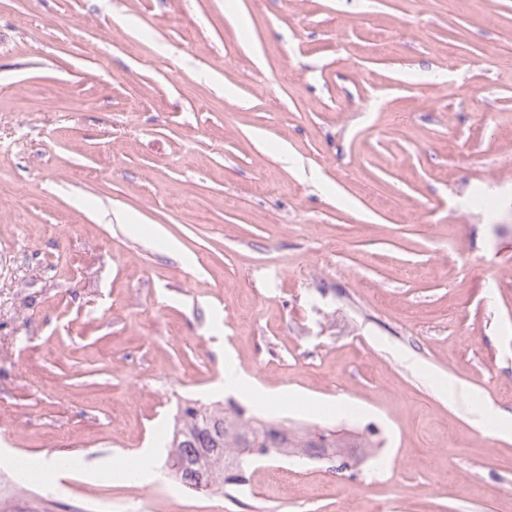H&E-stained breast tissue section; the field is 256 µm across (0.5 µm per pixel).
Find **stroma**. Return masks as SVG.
I'll list each match as a JSON object with an SVG mask.
<instances>
[{
  "mask_svg": "<svg viewBox=\"0 0 512 512\" xmlns=\"http://www.w3.org/2000/svg\"><path fill=\"white\" fill-rule=\"evenodd\" d=\"M510 29L512 0H0V458L71 472L8 470L0 512H512V438L473 422L512 415ZM187 397L377 447L224 496L123 479Z\"/></svg>",
  "mask_w": 512,
  "mask_h": 512,
  "instance_id": "obj_1",
  "label": "stroma"
}]
</instances>
